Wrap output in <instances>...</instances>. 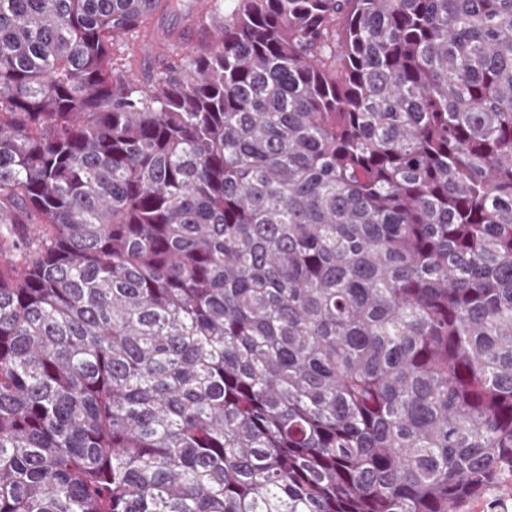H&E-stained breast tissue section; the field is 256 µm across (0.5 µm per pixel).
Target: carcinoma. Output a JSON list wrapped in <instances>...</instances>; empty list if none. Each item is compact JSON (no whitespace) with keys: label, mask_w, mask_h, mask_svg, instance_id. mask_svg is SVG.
<instances>
[{"label":"carcinoma","mask_w":512,"mask_h":512,"mask_svg":"<svg viewBox=\"0 0 512 512\" xmlns=\"http://www.w3.org/2000/svg\"><path fill=\"white\" fill-rule=\"evenodd\" d=\"M4 255L0 512L511 492L512 0H0Z\"/></svg>","instance_id":"1"}]
</instances>
